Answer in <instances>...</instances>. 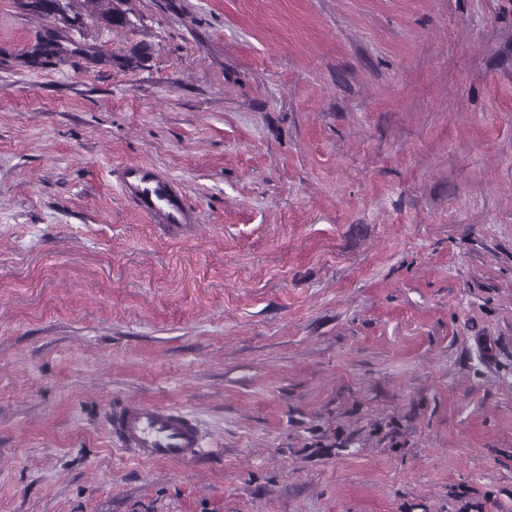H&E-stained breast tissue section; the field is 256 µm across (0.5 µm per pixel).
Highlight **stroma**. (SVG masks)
<instances>
[{
	"label": "stroma",
	"mask_w": 512,
	"mask_h": 512,
	"mask_svg": "<svg viewBox=\"0 0 512 512\" xmlns=\"http://www.w3.org/2000/svg\"><path fill=\"white\" fill-rule=\"evenodd\" d=\"M67 2L0 0V512H512V0ZM127 198L155 224H196L198 212L189 208L181 184L145 164L125 166L120 176ZM122 448L142 459L187 463L202 452L197 426L181 411L155 403L123 404L112 412Z\"/></svg>",
	"instance_id": "obj_1"
}]
</instances>
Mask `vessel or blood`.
<instances>
[{
  "instance_id": "b4317fda",
  "label": "vessel or blood",
  "mask_w": 512,
  "mask_h": 512,
  "mask_svg": "<svg viewBox=\"0 0 512 512\" xmlns=\"http://www.w3.org/2000/svg\"><path fill=\"white\" fill-rule=\"evenodd\" d=\"M120 181L127 198L154 223H198L199 214L187 206L180 183L151 166L127 165ZM112 430L122 448L143 459L187 463L202 452L192 420L181 411L154 403L122 405L112 414Z\"/></svg>"
}]
</instances>
